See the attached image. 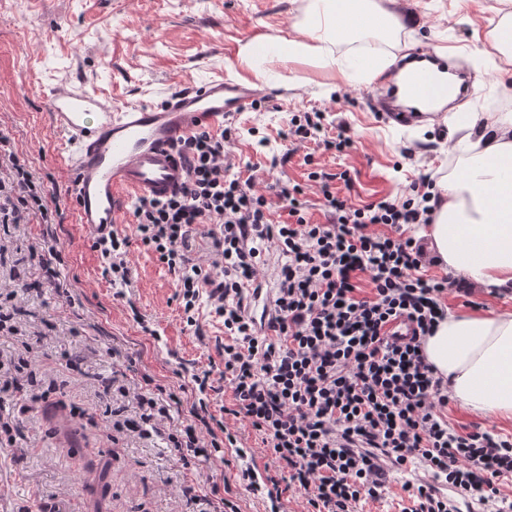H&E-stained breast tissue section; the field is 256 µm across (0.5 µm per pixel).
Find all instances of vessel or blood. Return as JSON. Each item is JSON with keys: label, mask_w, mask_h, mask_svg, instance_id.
<instances>
[{"label": "vessel or blood", "mask_w": 512, "mask_h": 512, "mask_svg": "<svg viewBox=\"0 0 512 512\" xmlns=\"http://www.w3.org/2000/svg\"><path fill=\"white\" fill-rule=\"evenodd\" d=\"M413 53L421 64L406 74V90L415 99L435 100L444 90L423 65L435 50L419 46ZM396 90L395 84L377 81L368 87L365 99L372 111L412 124L417 114L395 107ZM259 94V89L219 76L177 91L163 104L117 110L66 82L51 88L50 108L66 153L78 224L96 238L118 223L123 200L174 194L187 179L186 164L178 154L183 141L204 128H223Z\"/></svg>", "instance_id": "b4317fda"}]
</instances>
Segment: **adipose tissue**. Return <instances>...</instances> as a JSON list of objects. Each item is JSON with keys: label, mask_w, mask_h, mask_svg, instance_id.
Wrapping results in <instances>:
<instances>
[{"label": "adipose tissue", "mask_w": 512, "mask_h": 512, "mask_svg": "<svg viewBox=\"0 0 512 512\" xmlns=\"http://www.w3.org/2000/svg\"><path fill=\"white\" fill-rule=\"evenodd\" d=\"M399 18L374 0H312L300 35L243 42L242 60L268 54L280 60L309 58L338 71L346 82L373 81L391 58L361 67L336 56L332 46L349 38L389 35ZM502 65H512V0H501L486 33ZM458 170L442 175L432 223L418 237L439 266L494 295L512 288V113L476 112L462 126ZM423 354L448 383V395L475 414L512 420V312L450 313L422 343Z\"/></svg>", "instance_id": "obj_1"}]
</instances>
